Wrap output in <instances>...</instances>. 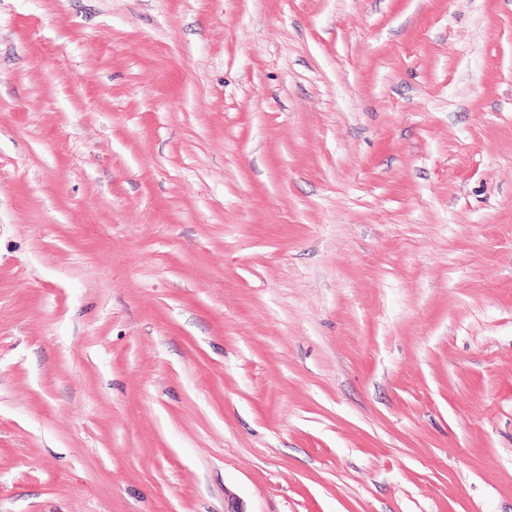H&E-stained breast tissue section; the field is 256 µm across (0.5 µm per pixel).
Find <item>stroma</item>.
Masks as SVG:
<instances>
[{
    "label": "stroma",
    "instance_id": "35a3bbf8",
    "mask_svg": "<svg viewBox=\"0 0 512 512\" xmlns=\"http://www.w3.org/2000/svg\"><path fill=\"white\" fill-rule=\"evenodd\" d=\"M0 512H512V0H0Z\"/></svg>",
    "mask_w": 512,
    "mask_h": 512
}]
</instances>
